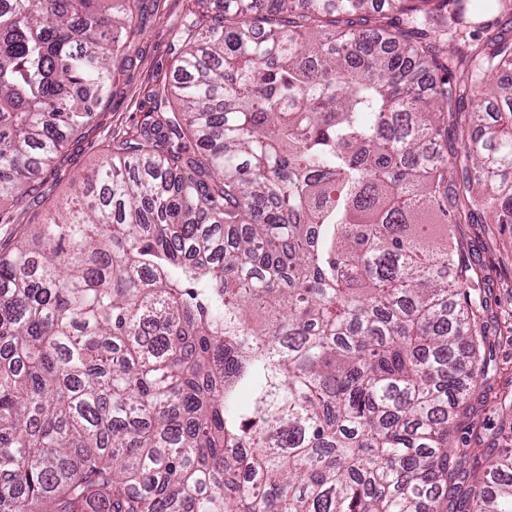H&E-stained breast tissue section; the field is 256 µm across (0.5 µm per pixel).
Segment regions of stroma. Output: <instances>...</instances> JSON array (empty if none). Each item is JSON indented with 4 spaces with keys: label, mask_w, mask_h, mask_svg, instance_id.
I'll use <instances>...</instances> for the list:
<instances>
[{
    "label": "stroma",
    "mask_w": 512,
    "mask_h": 512,
    "mask_svg": "<svg viewBox=\"0 0 512 512\" xmlns=\"http://www.w3.org/2000/svg\"><path fill=\"white\" fill-rule=\"evenodd\" d=\"M141 30L129 35L112 60V85L93 120L76 132L22 203L0 208L10 221L0 224V247L10 248L21 225L44 219L69 196L111 152L132 138L155 115L153 94L171 82L180 45L174 31L188 0H140ZM455 259L478 284L486 309L482 322L487 342L480 351L489 364L481 392L484 402L455 432V444L466 449L469 470L482 472L490 450L512 448V229L496 224L461 221L448 227Z\"/></svg>",
    "instance_id": "obj_1"
}]
</instances>
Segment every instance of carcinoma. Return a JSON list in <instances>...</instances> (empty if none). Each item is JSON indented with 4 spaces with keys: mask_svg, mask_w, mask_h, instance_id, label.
<instances>
[{
    "mask_svg": "<svg viewBox=\"0 0 512 512\" xmlns=\"http://www.w3.org/2000/svg\"><path fill=\"white\" fill-rule=\"evenodd\" d=\"M137 2L0 0V199ZM487 8L193 0L162 112L0 254V512H512V451L452 455L487 367L436 232L512 225V36L451 52Z\"/></svg>",
    "mask_w": 512,
    "mask_h": 512,
    "instance_id": "cac0c4a2",
    "label": "carcinoma"
}]
</instances>
